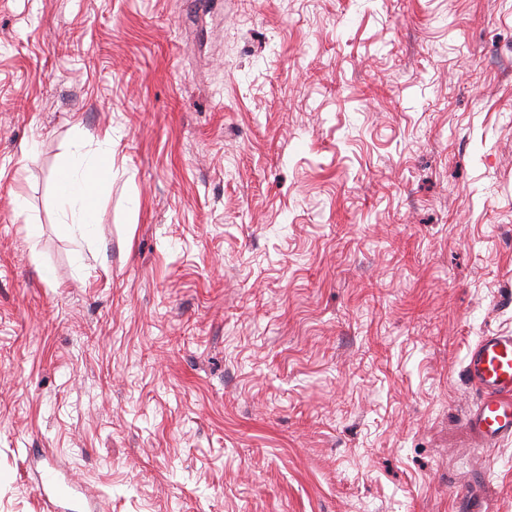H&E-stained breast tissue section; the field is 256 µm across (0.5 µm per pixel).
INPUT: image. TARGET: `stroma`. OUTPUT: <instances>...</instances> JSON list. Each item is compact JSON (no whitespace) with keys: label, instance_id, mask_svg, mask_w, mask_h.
<instances>
[{"label":"stroma","instance_id":"obj_1","mask_svg":"<svg viewBox=\"0 0 512 512\" xmlns=\"http://www.w3.org/2000/svg\"><path fill=\"white\" fill-rule=\"evenodd\" d=\"M489 332L512 0H0V512L47 450L104 512H512ZM97 143L101 150L95 157L81 149L69 153L57 176L61 224L78 244L93 238L95 194L102 182L112 177V133L104 131ZM465 373L478 392L467 422L483 447L512 439V333H489L469 349Z\"/></svg>","mask_w":512,"mask_h":512}]
</instances>
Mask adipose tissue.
I'll list each match as a JSON object with an SVG mask.
<instances>
[{
  "mask_svg": "<svg viewBox=\"0 0 512 512\" xmlns=\"http://www.w3.org/2000/svg\"><path fill=\"white\" fill-rule=\"evenodd\" d=\"M97 156L76 150L62 161L57 176L61 222L76 242L90 241L95 234L94 200L98 187L112 176V134L98 139Z\"/></svg>",
  "mask_w": 512,
  "mask_h": 512,
  "instance_id": "ef3b65f1",
  "label": "adipose tissue"
}]
</instances>
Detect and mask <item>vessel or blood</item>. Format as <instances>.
Wrapping results in <instances>:
<instances>
[{
	"instance_id": "1",
	"label": "vessel or blood",
	"mask_w": 512,
	"mask_h": 512,
	"mask_svg": "<svg viewBox=\"0 0 512 512\" xmlns=\"http://www.w3.org/2000/svg\"><path fill=\"white\" fill-rule=\"evenodd\" d=\"M465 373L479 397L467 422L490 447L512 439V333H489L469 349ZM36 493L46 512H56L59 501L72 498L53 458H45L37 475Z\"/></svg>"
}]
</instances>
